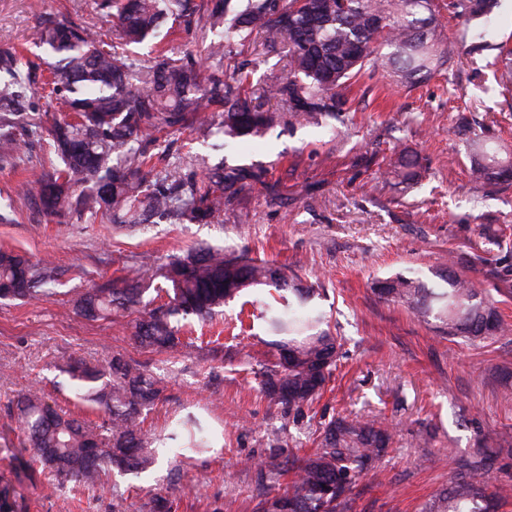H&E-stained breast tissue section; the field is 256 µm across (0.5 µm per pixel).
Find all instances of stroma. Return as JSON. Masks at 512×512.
Listing matches in <instances>:
<instances>
[{"label": "stroma", "instance_id": "obj_1", "mask_svg": "<svg viewBox=\"0 0 512 512\" xmlns=\"http://www.w3.org/2000/svg\"><path fill=\"white\" fill-rule=\"evenodd\" d=\"M61 11L77 22L100 20L94 0H0V50L30 48L39 18ZM495 21L489 45L461 51L446 72L413 88L390 85L379 70L363 74L348 126L297 123L222 153L187 131L154 157L157 173L178 166L198 178L202 156L213 164L227 158L272 165L277 205L258 186L210 224L52 218L25 193L51 155L36 145L24 160L0 163V197L15 211L14 223H0V249L61 271L52 295L0 302V486H10L17 512H152L159 497L176 512H256L289 481L262 470V462L273 452L291 459L311 453L320 427L337 415L376 419L395 432L358 481L353 512H421L454 471L479 460L488 433L504 448L494 476L512 482V400L502 395L512 387V334L449 336L436 320L372 290L374 280L398 274L440 286L438 273L452 261L512 324V275L492 240L512 226V186L483 195L454 132L458 112L467 110L488 136L512 146V95L501 91L490 65L495 43L512 42V0H501ZM260 42V57L237 58L256 88L288 73L282 45L266 35ZM400 142L431 161L425 177L406 189L386 185L377 161ZM201 244L286 267L297 287L312 289L309 310L342 345L335 377L312 409L289 413L263 395L255 376L290 338L288 305L274 286L243 290L213 321L184 320L174 351L136 344L130 313L97 320L76 314L87 290ZM118 353L163 380L159 400L144 413L145 428L169 433L156 463L142 474L110 473L103 492L74 482L48 487L32 451L19 444L12 400L40 387L64 410L101 423L99 410L78 402L81 384L61 364L71 357L103 366ZM190 419L213 435L211 451H182V424Z\"/></svg>", "mask_w": 512, "mask_h": 512}]
</instances>
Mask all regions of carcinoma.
Here are the masks:
<instances>
[{"label":"carcinoma","instance_id":"1","mask_svg":"<svg viewBox=\"0 0 512 512\" xmlns=\"http://www.w3.org/2000/svg\"><path fill=\"white\" fill-rule=\"evenodd\" d=\"M190 0H98L97 12L111 28L83 25L57 17L40 22L34 45L54 59L50 94L61 105L48 117L22 103V62L12 50L0 51V162L27 153L33 138L48 145L58 164L41 172L29 193L47 215L74 211L101 216L114 224H155L177 217L202 224L253 186L270 187L261 163L202 162L204 180L179 168L152 173L156 134L189 129L203 140L222 139L224 148L243 139H262L296 122L321 126L353 121L348 95L366 71L382 70L392 83L412 88L449 68L466 42H487L488 19L500 0H449L448 11L461 21L454 38L443 32L435 0H207L198 28L199 53L162 55L139 63L126 47L157 39L168 20L187 17ZM267 34L287 48L289 71L257 91L247 76L232 71L236 56L256 47ZM500 85L512 92V48L497 47ZM274 98L276 110L257 100ZM459 132L469 148V174L486 193L512 183V153L502 157L465 113L457 114ZM386 173L410 185L428 169L427 158L400 150L382 157ZM169 282L167 301H143L137 280L113 282L88 293L81 312L87 318L114 311L139 310L134 340L169 350L180 344L173 319L193 316L209 321L243 289L263 283L291 288L288 327L301 339L284 346L285 355L260 373L270 399L301 412L309 408L337 369L340 344L325 331L309 333L316 318L305 310L308 291L292 288L288 274L266 262L202 247L174 258L161 269ZM448 285L436 291L424 282L395 276L376 283L385 301L404 305L418 316L438 320L448 335L478 338L509 330L493 302L474 282L453 269L440 274ZM56 270L43 261L0 251V299H39L50 295ZM67 372L83 383V401L105 414L97 427L62 412L38 391L17 397L22 446L33 449L41 474L60 486L78 482L95 487L100 473L115 467L144 472L153 463L152 437L143 430V412L159 398L158 381L125 359L112 356L105 367L76 359ZM186 449L211 448L210 438L186 425ZM389 428L374 420L338 416L328 421L316 451L295 464L272 455L264 466L293 472L288 486L268 495L260 512H352L350 492L362 472L391 443ZM483 456L456 474L447 490L425 512H497L512 487L493 481L491 460L502 445L490 434Z\"/></svg>","mask_w":512,"mask_h":512}]
</instances>
